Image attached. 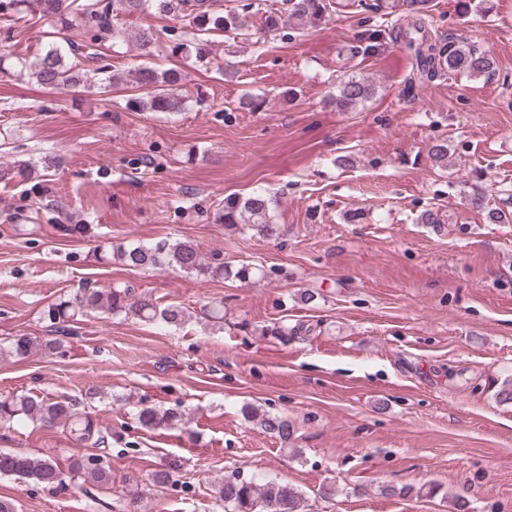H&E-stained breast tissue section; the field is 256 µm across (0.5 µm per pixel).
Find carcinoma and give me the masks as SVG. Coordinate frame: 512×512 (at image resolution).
Returning a JSON list of instances; mask_svg holds the SVG:
<instances>
[{
  "label": "carcinoma",
  "instance_id": "cac0c4a2",
  "mask_svg": "<svg viewBox=\"0 0 512 512\" xmlns=\"http://www.w3.org/2000/svg\"><path fill=\"white\" fill-rule=\"evenodd\" d=\"M407 9L418 14L414 31L421 35L419 41L409 40L408 48L415 51L420 69L426 77L449 70L479 79L489 75L495 60L487 52L450 36L448 41H432L422 33L429 0H403ZM349 8L357 13L375 10L365 0H282L278 9H265L253 2L242 5L251 11L256 29L268 33L289 25L294 30L319 26L326 20L334 6ZM40 15L50 20L58 30V40L50 41L38 54L34 71L27 63L20 62L17 73L32 75L45 88L66 90L91 83L106 84L120 89L118 79L108 73V66H95L99 60L97 40H108L112 46L126 41V31L114 24L121 15L158 14L177 21L187 30L188 38L181 44L182 51L199 63H206L210 54L209 37L215 32H231L248 39L249 25L235 9H224V0H0V19L11 20L20 14ZM397 24L384 19L362 24L354 39L350 57H372L397 39ZM160 33L150 26L137 35L140 56L150 58L160 46ZM137 92L127 99L130 110L148 109L152 112H179L183 109L182 76L176 69L159 71L140 65L134 70ZM376 92L375 83L369 78L354 75L342 81L336 97L332 99L336 110L351 112ZM35 168L28 163L0 167V182H10L18 177L30 178ZM277 200L266 192H256L247 197L237 195L224 198L217 219L230 231L251 230L261 238L271 239L280 235V225L274 221ZM99 257L105 262L117 260L131 269H179L200 280L233 278L245 284H257L266 278L264 267L241 264L231 267L214 255L202 256L190 241L162 238L150 244H133L116 248L103 247ZM92 312L133 316L142 322L167 327H178L187 321V310L179 304L162 306L146 295H136L132 286L116 283L109 288L86 285L75 294L51 303L43 311V319L61 334L67 325ZM39 347L37 339L25 334L14 336L0 352L17 360L27 358ZM244 417L258 420L264 432L286 441L293 434L287 418L264 413L253 407L243 409ZM139 424L147 429L170 427L182 421L181 415L154 406L140 407L134 413ZM39 422L48 428L66 430L77 445L97 448L100 454L87 456L74 463L71 471L88 474L97 483L108 486L112 472L108 460L112 447V431L100 427L78 403L49 397L19 395L0 399V424ZM0 476H16L37 484L52 486L63 482V471L52 455L39 457L19 451H0ZM217 498L224 503L226 512H301L302 494L288 484L262 483L256 478L231 474L224 477L216 489Z\"/></svg>",
  "mask_w": 512,
  "mask_h": 512
}]
</instances>
